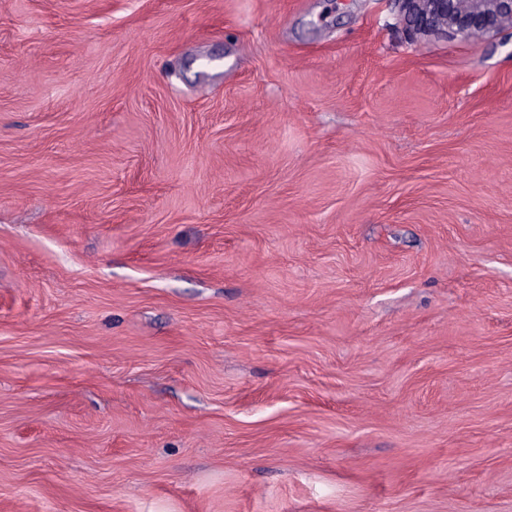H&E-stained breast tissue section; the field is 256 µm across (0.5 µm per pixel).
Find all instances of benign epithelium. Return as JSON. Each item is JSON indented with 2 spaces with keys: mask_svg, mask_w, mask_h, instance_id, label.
Returning <instances> with one entry per match:
<instances>
[{
  "mask_svg": "<svg viewBox=\"0 0 512 512\" xmlns=\"http://www.w3.org/2000/svg\"><path fill=\"white\" fill-rule=\"evenodd\" d=\"M410 33L483 38L512 28V0H397Z\"/></svg>",
  "mask_w": 512,
  "mask_h": 512,
  "instance_id": "benign-epithelium-1",
  "label": "benign epithelium"
}]
</instances>
